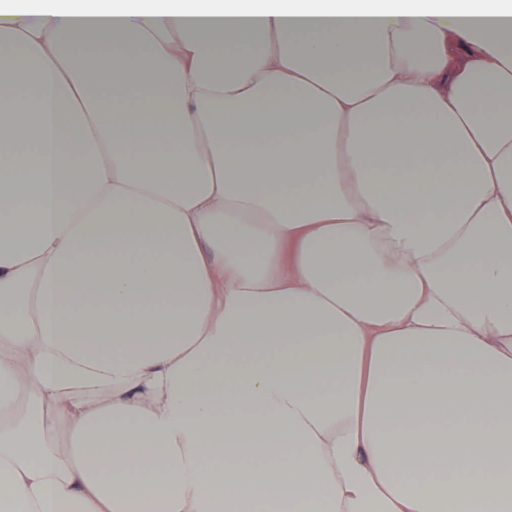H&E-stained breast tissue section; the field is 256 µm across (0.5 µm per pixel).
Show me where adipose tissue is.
<instances>
[{"instance_id":"1","label":"adipose tissue","mask_w":512,"mask_h":512,"mask_svg":"<svg viewBox=\"0 0 512 512\" xmlns=\"http://www.w3.org/2000/svg\"><path fill=\"white\" fill-rule=\"evenodd\" d=\"M0 512H512V0H7Z\"/></svg>"}]
</instances>
